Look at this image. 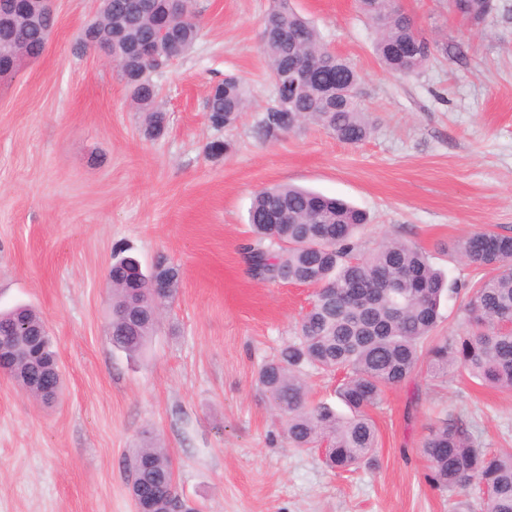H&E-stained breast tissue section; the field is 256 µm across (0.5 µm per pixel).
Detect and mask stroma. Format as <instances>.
<instances>
[{
	"label": "stroma",
	"mask_w": 512,
	"mask_h": 512,
	"mask_svg": "<svg viewBox=\"0 0 512 512\" xmlns=\"http://www.w3.org/2000/svg\"><path fill=\"white\" fill-rule=\"evenodd\" d=\"M291 4L359 73L376 124L367 140L315 124L258 139L275 103L261 50L272 0H192L197 40L153 75L169 116L156 140L117 69L78 42L95 0H54L42 55L0 81V310L39 311L64 381L45 405L0 374V512H135L124 463L151 438L200 512H480L476 494L428 481L421 445L437 419L459 416L488 453L512 451V392L422 366L371 411L374 464L340 473L320 450L289 447L257 375L296 338L312 290L253 279L241 247L255 193L292 184L365 210L362 251L397 237L469 282L452 243L487 227L512 234V0H493L477 25L448 0H401L432 46L409 78L381 66L357 0ZM227 76L250 105L217 129L206 99ZM121 245L180 270L133 358L107 330L105 276Z\"/></svg>",
	"instance_id": "obj_1"
}]
</instances>
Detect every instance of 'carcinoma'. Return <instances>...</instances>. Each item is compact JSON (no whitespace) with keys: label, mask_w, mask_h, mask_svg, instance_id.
Instances as JSON below:
<instances>
[{"label":"carcinoma","mask_w":512,"mask_h":512,"mask_svg":"<svg viewBox=\"0 0 512 512\" xmlns=\"http://www.w3.org/2000/svg\"><path fill=\"white\" fill-rule=\"evenodd\" d=\"M359 4L378 31L375 52L382 65L405 76L416 73L431 50L410 18L393 0ZM111 6L112 27L101 26L90 49L112 46L116 67L144 114V137L159 138L167 118L155 107L158 91L150 74L156 57L168 63L184 55L196 41L199 26L190 10L171 15V22L162 25L170 9L168 0H111ZM448 6L473 24L482 22L492 9L491 0H450ZM52 22L46 16L32 23L28 42H42ZM262 49L273 85L281 92L259 120L258 137L276 139L304 123L320 125L350 144L370 136L373 120L356 95L357 71L325 47L318 31L290 7L289 0H274ZM298 59L312 61L313 69L294 95L288 80ZM246 106L243 83L226 76L210 93L207 117L216 128L231 127ZM247 220L253 238L242 251L252 278L318 288L297 338L258 372V383L281 416L293 447L326 445L328 462L339 471L372 463L378 431L368 409L379 404L386 389L406 381L423 359L437 378L452 369L512 391V328L507 327L512 323V234L487 229L452 244L451 250L480 277L468 286L465 331L439 337L435 330L441 299L454 291L446 274L426 251L398 238L359 252L357 234L368 223L361 209L337 197L283 184L258 192ZM124 252L123 247L116 249L107 273L108 332L114 348L136 357L154 335L158 306L173 298L180 272L160 260L137 289L127 276ZM154 276L169 285L159 304L148 287ZM28 325L43 328V335L32 337L40 356L34 361L18 357L0 371L48 403L34 379L39 362L55 356L44 320L27 305L0 312V339L22 337ZM308 367L345 373L336 394L350 414H339L326 403H310L302 377ZM422 448L436 487L454 492L476 483L483 490L482 512H512V453L488 454L458 417L438 420ZM125 470L143 512H174L177 507L197 512L176 501L172 460L158 441L138 448Z\"/></svg>","instance_id":"obj_1"}]
</instances>
